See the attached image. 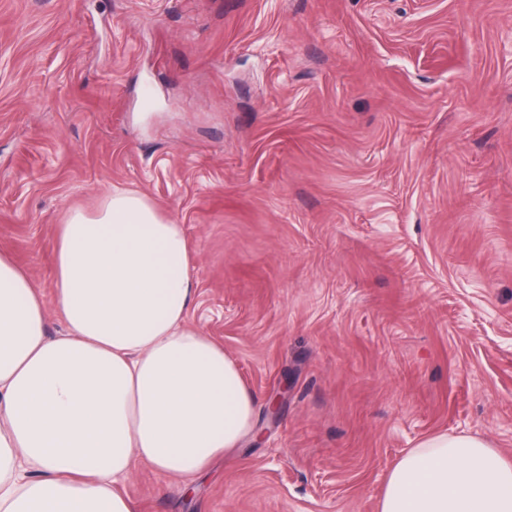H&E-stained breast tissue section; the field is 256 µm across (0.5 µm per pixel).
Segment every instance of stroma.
<instances>
[{
    "label": "stroma",
    "mask_w": 512,
    "mask_h": 512,
    "mask_svg": "<svg viewBox=\"0 0 512 512\" xmlns=\"http://www.w3.org/2000/svg\"><path fill=\"white\" fill-rule=\"evenodd\" d=\"M113 190L183 225L259 398L136 512H378L440 432L512 461V0H0V252L51 296Z\"/></svg>",
    "instance_id": "35a3bbf8"
}]
</instances>
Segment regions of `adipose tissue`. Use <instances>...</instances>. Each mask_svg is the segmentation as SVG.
Listing matches in <instances>:
<instances>
[{"label": "adipose tissue", "instance_id": "adipose-tissue-1", "mask_svg": "<svg viewBox=\"0 0 512 512\" xmlns=\"http://www.w3.org/2000/svg\"><path fill=\"white\" fill-rule=\"evenodd\" d=\"M52 304L0 254V512H134L136 464L193 478L251 430L256 397L188 323L198 297L182 225L143 195L70 212ZM67 331L47 334L49 313ZM379 512H512V462L433 435L391 470Z\"/></svg>", "mask_w": 512, "mask_h": 512}]
</instances>
